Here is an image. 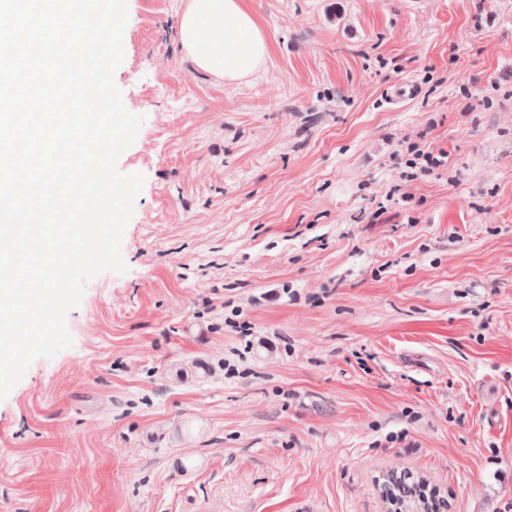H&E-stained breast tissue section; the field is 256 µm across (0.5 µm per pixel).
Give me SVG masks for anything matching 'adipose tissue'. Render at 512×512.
Here are the masks:
<instances>
[{"instance_id":"obj_1","label":"adipose tissue","mask_w":512,"mask_h":512,"mask_svg":"<svg viewBox=\"0 0 512 512\" xmlns=\"http://www.w3.org/2000/svg\"><path fill=\"white\" fill-rule=\"evenodd\" d=\"M178 35L198 68L227 80L254 75L267 57L265 36L242 0H188Z\"/></svg>"}]
</instances>
